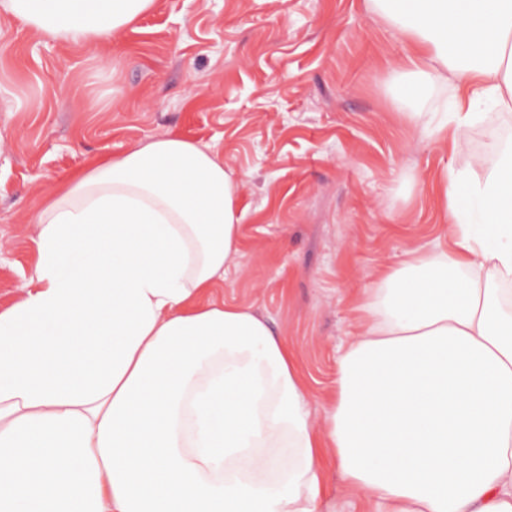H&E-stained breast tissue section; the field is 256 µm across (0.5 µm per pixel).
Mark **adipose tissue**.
<instances>
[{
    "label": "adipose tissue",
    "mask_w": 512,
    "mask_h": 512,
    "mask_svg": "<svg viewBox=\"0 0 512 512\" xmlns=\"http://www.w3.org/2000/svg\"><path fill=\"white\" fill-rule=\"evenodd\" d=\"M367 2L410 43L398 77L437 141L512 111V0ZM154 3L0 17L93 51ZM239 193L214 147L165 135L35 210L32 274L0 308V512H512V144L483 180L443 168L454 248H411L365 291L320 420L267 319L213 293Z\"/></svg>",
    "instance_id": "1"
}]
</instances>
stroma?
I'll return each mask as SVG.
<instances>
[{
  "label": "stroma",
  "mask_w": 512,
  "mask_h": 512,
  "mask_svg": "<svg viewBox=\"0 0 512 512\" xmlns=\"http://www.w3.org/2000/svg\"><path fill=\"white\" fill-rule=\"evenodd\" d=\"M0 42V308L35 264L32 212L73 172L161 135L216 146L243 215L224 300L286 341L319 418L365 288L446 238L439 169L483 178L512 140L493 108L456 153L409 120L407 45L366 0H156L93 52L10 18Z\"/></svg>",
  "instance_id": "1"
}]
</instances>
